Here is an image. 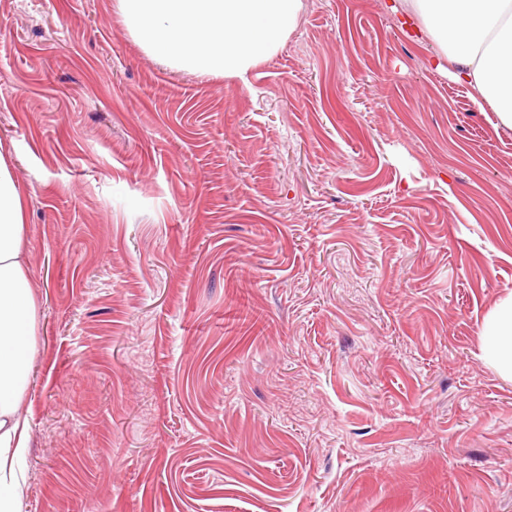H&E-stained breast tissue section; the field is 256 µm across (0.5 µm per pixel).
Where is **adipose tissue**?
Segmentation results:
<instances>
[{"instance_id":"ef3b65f1","label":"adipose tissue","mask_w":512,"mask_h":512,"mask_svg":"<svg viewBox=\"0 0 512 512\" xmlns=\"http://www.w3.org/2000/svg\"><path fill=\"white\" fill-rule=\"evenodd\" d=\"M426 32L439 43L456 76L512 129V18L490 30L512 0H409ZM36 300L25 267V205L0 155V512H21L20 463L28 421L19 410L35 352ZM482 350L490 365L512 379V300L482 324Z\"/></svg>"}]
</instances>
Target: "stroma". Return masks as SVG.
<instances>
[{
  "instance_id": "obj_1",
  "label": "stroma",
  "mask_w": 512,
  "mask_h": 512,
  "mask_svg": "<svg viewBox=\"0 0 512 512\" xmlns=\"http://www.w3.org/2000/svg\"><path fill=\"white\" fill-rule=\"evenodd\" d=\"M246 80L114 0H0L37 301L22 512H512V129L407 0H300ZM479 336L490 365L512 379V299L502 303L482 324Z\"/></svg>"
}]
</instances>
